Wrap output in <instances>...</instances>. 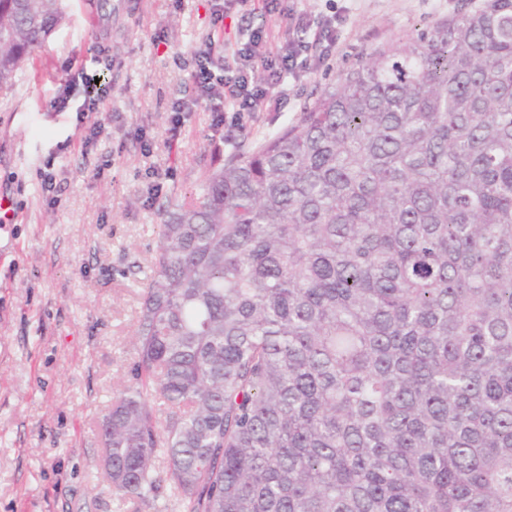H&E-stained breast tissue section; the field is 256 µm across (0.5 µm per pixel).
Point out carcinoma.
I'll use <instances>...</instances> for the list:
<instances>
[{"mask_svg": "<svg viewBox=\"0 0 512 512\" xmlns=\"http://www.w3.org/2000/svg\"><path fill=\"white\" fill-rule=\"evenodd\" d=\"M60 2L0 0V87ZM159 228L113 497L512 512V0L376 50Z\"/></svg>", "mask_w": 512, "mask_h": 512, "instance_id": "cac0c4a2", "label": "carcinoma"}]
</instances>
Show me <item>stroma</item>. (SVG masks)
Wrapping results in <instances>:
<instances>
[{
	"label": "stroma",
	"instance_id": "35a3bbf8",
	"mask_svg": "<svg viewBox=\"0 0 512 512\" xmlns=\"http://www.w3.org/2000/svg\"><path fill=\"white\" fill-rule=\"evenodd\" d=\"M468 4L112 0L111 21L94 22L86 0H62L65 22L0 89V198L15 212L0 224V512H135L102 487L100 424L134 358L160 204L194 192L216 153L257 147L292 122L349 66ZM330 21L336 50L325 55L312 35ZM254 31L277 55L307 41L306 66L278 106L216 126L223 93L197 101L194 57L223 64ZM86 73L106 96L82 123Z\"/></svg>",
	"mask_w": 512,
	"mask_h": 512
}]
</instances>
